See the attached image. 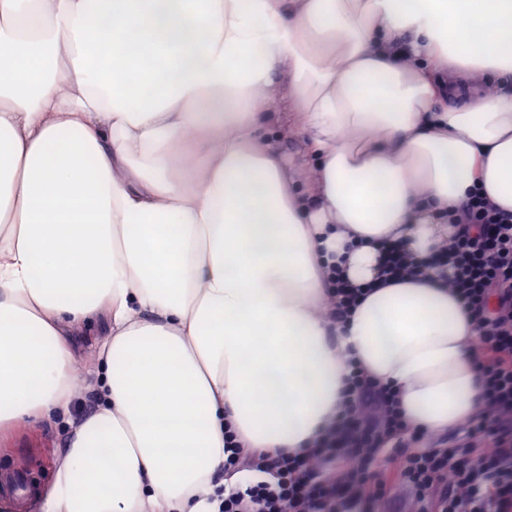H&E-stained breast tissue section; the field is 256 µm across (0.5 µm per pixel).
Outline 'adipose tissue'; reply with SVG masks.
Here are the masks:
<instances>
[{"label":"adipose tissue","mask_w":512,"mask_h":512,"mask_svg":"<svg viewBox=\"0 0 512 512\" xmlns=\"http://www.w3.org/2000/svg\"><path fill=\"white\" fill-rule=\"evenodd\" d=\"M475 186L512 212V0H0V428L69 426L39 512H217L225 428L307 452L350 359L409 430L474 416L468 310L379 265ZM336 266L369 290L343 323ZM105 323L102 317L95 321L82 324L78 327V333L81 336H74L82 343L80 353L81 360L85 364H91L95 360L94 344L105 335Z\"/></svg>","instance_id":"ef3b65f1"}]
</instances>
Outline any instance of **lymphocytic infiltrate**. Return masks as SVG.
<instances>
[{"instance_id": "1", "label": "lymphocytic infiltrate", "mask_w": 512, "mask_h": 512, "mask_svg": "<svg viewBox=\"0 0 512 512\" xmlns=\"http://www.w3.org/2000/svg\"><path fill=\"white\" fill-rule=\"evenodd\" d=\"M449 219L445 251L418 262L391 245L383 269L401 280L448 268L473 315L485 405L463 436L447 445L408 431L395 393L352 363L343 416L305 455L256 454L225 433L218 512H379L396 487L409 492L411 512H512V213L476 190ZM383 456L397 467L379 469Z\"/></svg>"}]
</instances>
